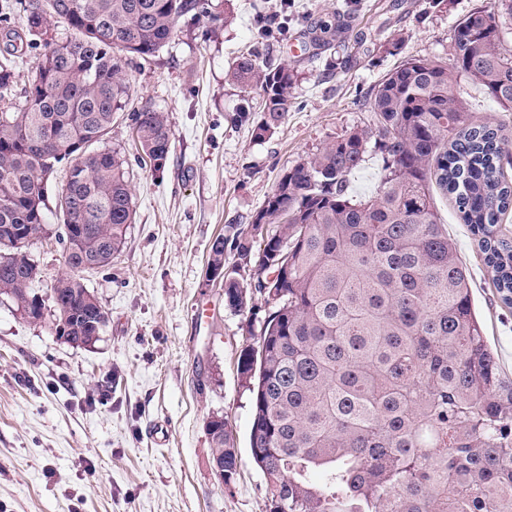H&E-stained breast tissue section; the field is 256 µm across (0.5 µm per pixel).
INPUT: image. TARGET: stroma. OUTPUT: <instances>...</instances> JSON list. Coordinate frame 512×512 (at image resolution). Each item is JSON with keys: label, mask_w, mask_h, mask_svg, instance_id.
Wrapping results in <instances>:
<instances>
[{"label": "stroma", "mask_w": 512, "mask_h": 512, "mask_svg": "<svg viewBox=\"0 0 512 512\" xmlns=\"http://www.w3.org/2000/svg\"><path fill=\"white\" fill-rule=\"evenodd\" d=\"M488 0H209L172 40L127 68L128 116L105 146L129 164L135 205L122 251L87 285L108 316L91 347L60 340L0 299V512H268L251 465L252 414L238 359L248 320L206 280L210 248L228 225L250 224L282 175L326 143L371 124V89L410 58L447 60L453 27ZM287 64L292 104L256 138L259 96L229 81L240 54ZM470 111L512 137V112L459 78ZM165 113L173 147L161 171L141 163L129 115ZM245 120H238V113ZM436 210L467 267L501 373L512 379V304L451 198ZM31 247L42 285L65 270L52 234ZM221 415L242 464L222 484L206 423Z\"/></svg>", "instance_id": "obj_1"}]
</instances>
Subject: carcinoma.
<instances>
[{"instance_id": "cac0c4a2", "label": "carcinoma", "mask_w": 512, "mask_h": 512, "mask_svg": "<svg viewBox=\"0 0 512 512\" xmlns=\"http://www.w3.org/2000/svg\"><path fill=\"white\" fill-rule=\"evenodd\" d=\"M0 4L12 36L0 51V297L21 318H52L55 335L95 344L107 317L83 274L122 251L135 209L127 161L100 147L131 89L126 65L147 60L177 21L206 0H27ZM512 0H491L455 26L446 61L409 58L370 92V128H354L280 179L246 226L231 224L208 264L231 251L256 267L262 245H284L288 273L224 283L243 312L264 298L262 348L238 367L252 411L250 450L269 512H512V380L502 376L473 307L466 268L433 203L454 199L496 286L512 300V242L498 232L512 206V139L453 93L460 77L512 112V50L503 25ZM70 31L53 37L58 26ZM42 48L22 89L16 58ZM231 79L262 97L256 136L291 105L288 65L253 53ZM143 156L166 161L172 130L151 105L132 114ZM382 158L378 192L354 199L347 176L367 152ZM69 164L54 198L67 272L46 306L33 289L40 270L17 241L46 227L47 184ZM212 462L228 485L241 466L226 422L209 434Z\"/></svg>"}]
</instances>
